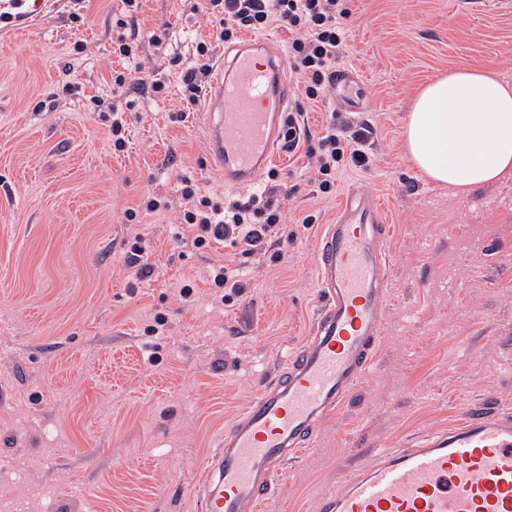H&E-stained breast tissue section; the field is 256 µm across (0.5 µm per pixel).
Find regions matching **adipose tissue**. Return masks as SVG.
<instances>
[{"mask_svg":"<svg viewBox=\"0 0 512 512\" xmlns=\"http://www.w3.org/2000/svg\"><path fill=\"white\" fill-rule=\"evenodd\" d=\"M406 149L430 179L457 193L512 170V83L481 67L450 71L416 95Z\"/></svg>","mask_w":512,"mask_h":512,"instance_id":"ef3b65f1","label":"adipose tissue"}]
</instances>
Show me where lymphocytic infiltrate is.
<instances>
[{"label":"lymphocytic infiltrate","instance_id":"lymphocytic-infiltrate-1","mask_svg":"<svg viewBox=\"0 0 512 512\" xmlns=\"http://www.w3.org/2000/svg\"><path fill=\"white\" fill-rule=\"evenodd\" d=\"M201 9L212 17L216 40L235 38L238 30H261L279 24L294 32L288 61L297 73L307 99H318L329 81L343 47L341 21L348 14L344 0H200ZM363 132L328 130L309 144L307 153L314 158V180L320 192H331L336 168L348 162L365 166L369 158L362 148ZM266 193L246 198L227 197L214 201L198 196L192 186L182 189L183 223L197 226L191 247L205 249L211 240L230 245H245L258 250L267 245L281 220L275 201L288 194L279 182L277 170H269Z\"/></svg>","mask_w":512,"mask_h":512}]
</instances>
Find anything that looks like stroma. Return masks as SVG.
Segmentation results:
<instances>
[{
    "instance_id": "35a3bbf8",
    "label": "stroma",
    "mask_w": 512,
    "mask_h": 512,
    "mask_svg": "<svg viewBox=\"0 0 512 512\" xmlns=\"http://www.w3.org/2000/svg\"><path fill=\"white\" fill-rule=\"evenodd\" d=\"M195 0H144L129 26L139 82L120 90L112 51L122 0H26L0 28V499L26 512H201L189 485L262 384L308 335L319 300L317 238L358 187L386 209L389 292L374 362L261 512H317L373 449L405 448L470 411H512V171L458 194L412 163L404 128L419 89L468 66L512 82V7L502 0H346L340 67L358 69L370 162L341 164L332 193L305 146L273 165L291 186L266 252L241 259L184 245V180L228 190L206 168L196 112L175 122L184 71L212 30ZM167 93L155 96L153 81ZM81 86L68 97L64 85ZM107 95L128 122L112 149ZM154 268H130V208ZM241 269L224 299L211 265ZM193 294L182 298L184 284Z\"/></svg>"
}]
</instances>
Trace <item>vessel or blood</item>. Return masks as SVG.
Masks as SVG:
<instances>
[{"label":"vessel or blood","instance_id":"b4317fda","mask_svg":"<svg viewBox=\"0 0 512 512\" xmlns=\"http://www.w3.org/2000/svg\"><path fill=\"white\" fill-rule=\"evenodd\" d=\"M215 70L198 112L209 162L225 187L249 188L278 152L281 117L293 104L286 58L270 38L246 35L225 47ZM329 83L338 110L366 111L358 70H334ZM387 237L380 202L347 192L317 243L322 300L310 333L205 461L190 488L203 512H254L272 497L284 463L350 397L380 339ZM318 512H512V415L469 413L414 447L386 449L341 478Z\"/></svg>","mask_w":512,"mask_h":512}]
</instances>
